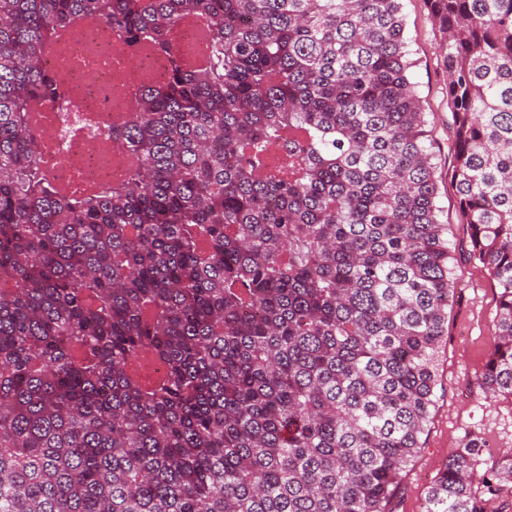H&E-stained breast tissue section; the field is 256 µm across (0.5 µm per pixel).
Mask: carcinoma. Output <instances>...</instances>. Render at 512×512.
I'll use <instances>...</instances> for the list:
<instances>
[{
  "label": "carcinoma",
  "mask_w": 512,
  "mask_h": 512,
  "mask_svg": "<svg viewBox=\"0 0 512 512\" xmlns=\"http://www.w3.org/2000/svg\"><path fill=\"white\" fill-rule=\"evenodd\" d=\"M426 3L498 289L478 386L512 401V0ZM84 16L169 70L106 129L124 175L63 193L29 116L66 105L43 56ZM413 66L401 0H0V512H395L457 290ZM486 452L423 512L512 490Z\"/></svg>",
  "instance_id": "carcinoma-1"
}]
</instances>
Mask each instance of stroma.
<instances>
[{
    "label": "stroma",
    "mask_w": 512,
    "mask_h": 512,
    "mask_svg": "<svg viewBox=\"0 0 512 512\" xmlns=\"http://www.w3.org/2000/svg\"><path fill=\"white\" fill-rule=\"evenodd\" d=\"M413 81L437 144L438 201L448 238L466 240L458 196L451 179L448 77L438 51L440 35L424 0H401ZM457 299L448 313V340L438 357L436 404L424 448L410 465L397 512H423L427 491L448 455L467 434L480 435L496 455L512 452V403L487 401L477 384L493 346L496 291L482 264L459 259Z\"/></svg>",
    "instance_id": "stroma-1"
}]
</instances>
